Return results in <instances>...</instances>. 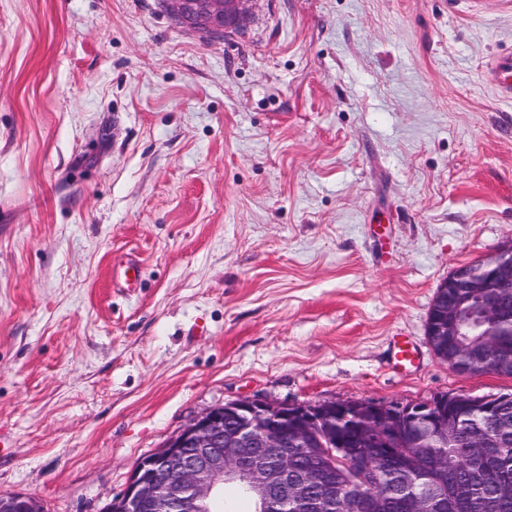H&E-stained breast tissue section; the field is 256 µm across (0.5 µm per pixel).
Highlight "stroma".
Listing matches in <instances>:
<instances>
[{
  "instance_id": "stroma-1",
  "label": "stroma",
  "mask_w": 512,
  "mask_h": 512,
  "mask_svg": "<svg viewBox=\"0 0 512 512\" xmlns=\"http://www.w3.org/2000/svg\"><path fill=\"white\" fill-rule=\"evenodd\" d=\"M249 11L213 40L158 0H0V494L103 512L243 398L512 393L426 336L512 244V0ZM486 79L499 95L512 98V54L495 57L486 70Z\"/></svg>"
}]
</instances>
